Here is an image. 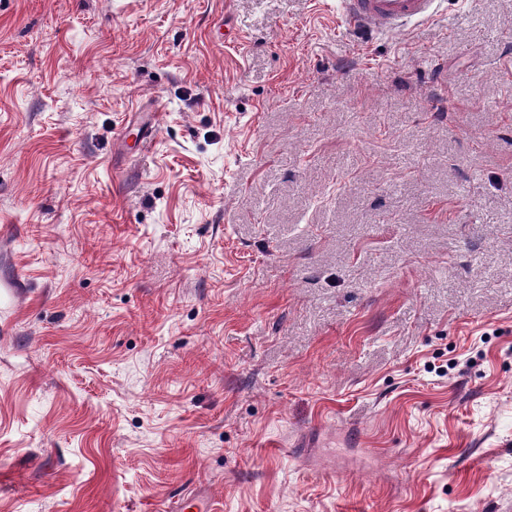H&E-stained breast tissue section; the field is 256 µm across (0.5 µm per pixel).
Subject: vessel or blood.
Returning <instances> with one entry per match:
<instances>
[{
    "label": "vessel or blood",
    "instance_id": "b4317fda",
    "mask_svg": "<svg viewBox=\"0 0 512 512\" xmlns=\"http://www.w3.org/2000/svg\"><path fill=\"white\" fill-rule=\"evenodd\" d=\"M440 0H339L351 28H370L395 34L415 21L428 20L439 10Z\"/></svg>",
    "mask_w": 512,
    "mask_h": 512
}]
</instances>
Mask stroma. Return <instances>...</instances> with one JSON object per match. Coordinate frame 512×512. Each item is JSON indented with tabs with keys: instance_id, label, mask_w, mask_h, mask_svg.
<instances>
[{
	"instance_id": "1",
	"label": "stroma",
	"mask_w": 512,
	"mask_h": 512,
	"mask_svg": "<svg viewBox=\"0 0 512 512\" xmlns=\"http://www.w3.org/2000/svg\"><path fill=\"white\" fill-rule=\"evenodd\" d=\"M198 489L512 512V0H0V512ZM439 2L441 0H340L339 7L352 29L370 28L395 34L411 22L434 17Z\"/></svg>"
}]
</instances>
